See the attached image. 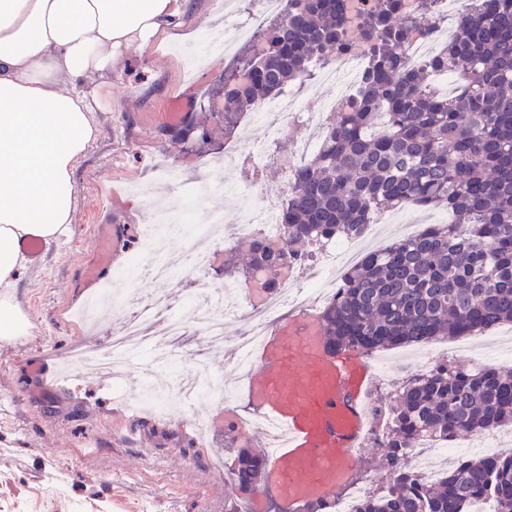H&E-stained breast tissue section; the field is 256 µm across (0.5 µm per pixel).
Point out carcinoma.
Segmentation results:
<instances>
[{
  "label": "carcinoma",
  "instance_id": "obj_1",
  "mask_svg": "<svg viewBox=\"0 0 512 512\" xmlns=\"http://www.w3.org/2000/svg\"><path fill=\"white\" fill-rule=\"evenodd\" d=\"M357 25L372 56L361 96L341 105L317 152L294 176L282 216L283 237L247 239L245 267L278 274L309 258L297 243L317 245L359 235L377 211L443 206L449 224L372 250L342 277L321 311L328 346L362 354L424 346L441 336H472L512 323V0H478L456 34L417 69L403 48L428 35L436 0H371ZM351 0H288V20L265 31L266 52L249 66L250 83L227 95L224 116L279 94L317 61L349 51ZM452 71V96L429 84ZM380 445L388 479L357 512H470L493 499L512 512V451L456 459L427 483L404 466L422 436L463 437L512 425V369L440 364L414 373L393 403ZM224 447L237 449L235 503L256 489L266 463L238 443L227 424Z\"/></svg>",
  "mask_w": 512,
  "mask_h": 512
}]
</instances>
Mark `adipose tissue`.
Returning <instances> with one entry per match:
<instances>
[{"label": "adipose tissue", "mask_w": 512, "mask_h": 512, "mask_svg": "<svg viewBox=\"0 0 512 512\" xmlns=\"http://www.w3.org/2000/svg\"><path fill=\"white\" fill-rule=\"evenodd\" d=\"M191 11V0H0V338L30 331L15 299L29 238L71 234L74 168L109 75Z\"/></svg>", "instance_id": "adipose-tissue-1"}]
</instances>
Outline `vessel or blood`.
<instances>
[{
  "label": "vessel or blood",
  "mask_w": 512,
  "mask_h": 512,
  "mask_svg": "<svg viewBox=\"0 0 512 512\" xmlns=\"http://www.w3.org/2000/svg\"><path fill=\"white\" fill-rule=\"evenodd\" d=\"M118 239L103 232L87 283H110ZM374 373L362 356L324 345L315 312L278 321L252 352L247 392L253 408L279 429L258 498L273 497L285 512L329 499L354 478L368 426L365 406Z\"/></svg>",
  "instance_id": "vessel-or-blood-1"
}]
</instances>
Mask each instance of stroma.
Masks as SVG:
<instances>
[{
    "label": "stroma",
    "mask_w": 512,
    "mask_h": 512,
    "mask_svg": "<svg viewBox=\"0 0 512 512\" xmlns=\"http://www.w3.org/2000/svg\"><path fill=\"white\" fill-rule=\"evenodd\" d=\"M181 36L131 49L130 66L113 73L109 98L95 113L98 135L74 172L73 233L44 252L22 276L15 296L30 320V333L0 345V512H228L235 493L229 470L235 454L220 451L223 431L199 437L189 419L234 414L236 399L173 403L168 416L132 410L146 384L174 388L177 374L196 372L194 340L174 356L180 366L141 353L130 381L113 395L92 375H57V359L79 344L106 342L107 330L90 337L72 317L90 290L82 276L97 256L101 225L126 231L149 221L150 210L179 211L189 195L158 196L152 207L137 205L128 185L151 177L157 159L197 172L222 145V123L209 111L217 80L227 69L216 56L207 69L188 76L183 51H202L224 31V0H194ZM194 106L196 125L207 139L181 140L166 115ZM449 220L443 208L406 206L375 216L372 240L385 246L403 239L408 225L427 227ZM443 338L426 345L431 364L474 362L512 368V323L472 336L467 348ZM411 348L372 353L386 358L372 390L384 406L410 373Z\"/></svg>",
    "instance_id": "stroma-1"
}]
</instances>
